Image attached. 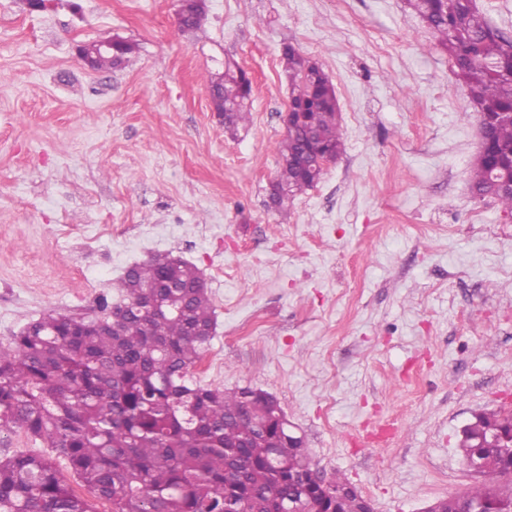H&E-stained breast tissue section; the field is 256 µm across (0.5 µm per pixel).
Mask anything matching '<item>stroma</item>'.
I'll return each mask as SVG.
<instances>
[{"instance_id": "obj_1", "label": "stroma", "mask_w": 512, "mask_h": 512, "mask_svg": "<svg viewBox=\"0 0 512 512\" xmlns=\"http://www.w3.org/2000/svg\"><path fill=\"white\" fill-rule=\"evenodd\" d=\"M0 0V343L150 254L206 278L218 378L271 393L325 477L374 512L466 492L458 442L512 406V218L469 192L479 125L405 0ZM134 46L87 70L81 42ZM293 45L331 78L344 151L278 211L269 199ZM252 81L237 132L212 110L225 60ZM92 237L94 253L77 256Z\"/></svg>"}]
</instances>
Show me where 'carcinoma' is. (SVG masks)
<instances>
[{
  "instance_id": "cac0c4a2",
  "label": "carcinoma",
  "mask_w": 512,
  "mask_h": 512,
  "mask_svg": "<svg viewBox=\"0 0 512 512\" xmlns=\"http://www.w3.org/2000/svg\"><path fill=\"white\" fill-rule=\"evenodd\" d=\"M453 62L458 84L482 126L472 163V198L492 197L512 213V40L466 0H406ZM197 5L182 31L200 28ZM294 128L278 143L272 196L282 209L323 178L324 157L344 141L334 86L323 68L292 45L282 49ZM247 73L224 62V127L247 119ZM216 318L207 283L192 263L156 252L130 266L99 314L48 313L0 345V433L18 427L47 451L0 458V512H98L75 493L57 461L111 512H362L347 478L303 481L314 472L304 438L289 444L275 398L250 386H204L190 374L208 350ZM512 409L482 412L462 430L463 464L481 483L438 501L441 512H512Z\"/></svg>"
}]
</instances>
